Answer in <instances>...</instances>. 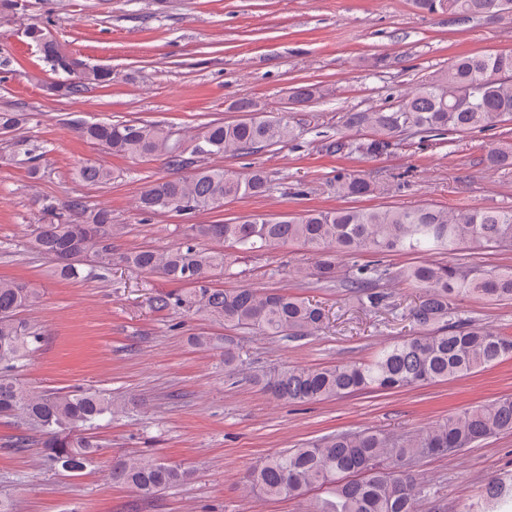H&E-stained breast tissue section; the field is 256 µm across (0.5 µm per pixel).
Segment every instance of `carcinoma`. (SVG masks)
Here are the masks:
<instances>
[{
  "instance_id": "cac0c4a2",
  "label": "carcinoma",
  "mask_w": 512,
  "mask_h": 512,
  "mask_svg": "<svg viewBox=\"0 0 512 512\" xmlns=\"http://www.w3.org/2000/svg\"><path fill=\"white\" fill-rule=\"evenodd\" d=\"M414 5L427 14L447 13L486 24L512 20V0H414ZM25 11L26 0H0V17L23 15ZM42 58L58 76L47 89L61 88L67 98L91 86L112 83L111 71L79 61L55 40ZM327 94L322 85L305 84L292 88L289 100L304 105ZM230 108L247 113V117L205 123L191 136L182 132L174 136V126L144 120L90 122L71 118L69 125L78 137L112 154L162 161L170 175L143 188L141 211L191 215L221 208L227 200L262 196L270 189V181L260 169L242 174L211 167L206 159L253 154L286 145L297 136L285 114L270 112L254 99H238ZM32 120L31 112L2 110L0 134L19 130ZM341 123L347 130L366 131L370 137L338 143L336 149L371 157L382 154L409 131L465 133L512 125V51L459 56L398 106L346 112ZM14 145L15 160L26 165L32 177L41 176L44 144L21 137ZM485 162L512 165V142L490 149ZM75 177L90 185H108L112 170L87 162L75 169ZM376 190L377 186L358 174L336 176V192L343 196L364 197ZM41 216V222L31 230V245L53 261L60 277L79 278L87 259L100 271L111 269L117 259L134 271L155 274L178 286L153 298L158 311L183 308L213 323L286 340L321 330L324 310L279 290L216 288L214 278L255 252L290 243L301 244L310 252L313 263L305 276L318 283L335 281L342 257L448 256L446 261L385 269L376 264H353L344 287L363 306H389L392 295L380 287L384 280L404 281L421 290L418 303L407 309L405 317L422 334L394 340L368 361L253 373L255 383L289 404L446 382L512 358V337L491 325L472 324L459 307V302L474 296L512 301V266L477 271L453 260L472 244L512 248V209L426 205L413 209H308L283 216L249 214L230 222L187 224L181 228L182 241L172 248H136L119 255L114 253L112 239L121 226L112 223V211L91 208L80 198H46ZM205 240L222 241L232 251L207 248L203 246ZM41 301L40 291L28 283L0 278V417L20 420L11 448L24 451L35 432L46 460L78 476L104 448L94 429L121 413L123 405L91 388L42 391L24 385L11 374L15 364L35 350L43 336L40 328L19 318L18 313L37 307ZM196 343L224 347L227 375L247 364L240 348L229 340L198 337ZM506 431H512L511 395L468 406L405 435L372 429L305 440L257 461L243 476L242 485L249 492L274 498L323 491L324 497L314 501L311 512H416L423 486L410 464L426 456L425 449H443L444 456H455ZM110 476L138 497L150 499L190 480L193 472L139 455L113 461ZM508 505L512 506V481L491 478L481 512H503Z\"/></svg>"
}]
</instances>
